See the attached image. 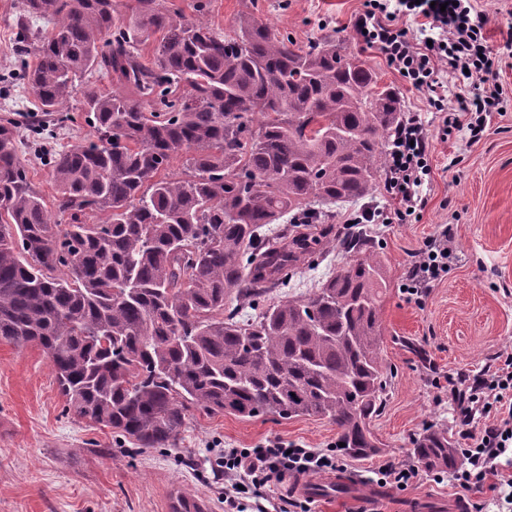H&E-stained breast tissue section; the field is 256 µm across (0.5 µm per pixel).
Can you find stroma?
Listing matches in <instances>:
<instances>
[{
    "label": "stroma",
    "instance_id": "1",
    "mask_svg": "<svg viewBox=\"0 0 512 512\" xmlns=\"http://www.w3.org/2000/svg\"><path fill=\"white\" fill-rule=\"evenodd\" d=\"M363 0H211L213 27L232 32L240 14L253 13L274 30L307 45L324 35L345 38L348 52L366 59L381 84L394 87L405 111L432 114L424 96L387 66L381 52L353 35ZM499 83L504 112L494 115L480 141L434 139L427 203L406 223L376 224L372 234L383 254L388 287L382 296L383 357L390 369L386 399L371 429L382 443L365 460L341 458L336 472L308 473L309 488L295 493L291 477L266 489L269 505L292 498L310 512H497L493 479L458 487L452 473L420 472L406 489L381 484L385 462L413 464V443L430 427L447 429L457 446L447 391L437 377L479 371L512 352V57H503ZM451 233L456 255L445 278L422 299L403 290L413 253L440 227ZM315 265L299 268L271 301L298 296L344 261L337 248L317 247ZM66 400L41 348L0 340V512H167L170 487L205 497L211 512H234L225 497L231 479L215 477L217 448H256L273 441L327 449L336 443L328 420L270 416L244 420L224 413L194 412L174 447L159 450L116 443L110 429L64 413ZM342 476L343 493L315 495L313 485Z\"/></svg>",
    "mask_w": 512,
    "mask_h": 512
}]
</instances>
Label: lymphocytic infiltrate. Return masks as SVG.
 <instances>
[{"label":"lymphocytic infiltrate","instance_id":"1","mask_svg":"<svg viewBox=\"0 0 512 512\" xmlns=\"http://www.w3.org/2000/svg\"><path fill=\"white\" fill-rule=\"evenodd\" d=\"M473 0H364L355 30L362 43L378 48L403 83L424 94L438 120L430 130L419 114L406 116L392 135L385 184L389 205L364 211L365 221L389 224L407 220L425 206L423 186L430 172L433 138L464 134L479 141L494 114L501 109L497 81L500 56L494 53L482 22L474 18ZM467 82L469 91L448 107L441 91V72ZM454 253L448 230L429 237L416 252L405 277V291L423 296L448 273ZM448 393L457 406L456 421L467 426L485 419V426L469 434L465 462L454 479L461 488L497 475L502 456L512 452V354L489 368L448 377ZM217 470L241 478L243 491L258 500L256 512H266L261 500L265 487L288 473L336 470L335 449L305 448L273 442L258 448H224L215 455Z\"/></svg>","mask_w":512,"mask_h":512}]
</instances>
